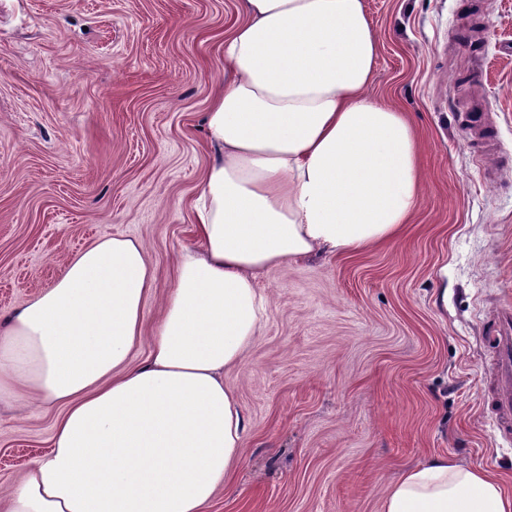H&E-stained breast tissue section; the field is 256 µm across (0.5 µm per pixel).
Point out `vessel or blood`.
<instances>
[{
	"label": "vessel or blood",
	"instance_id": "1",
	"mask_svg": "<svg viewBox=\"0 0 512 512\" xmlns=\"http://www.w3.org/2000/svg\"><path fill=\"white\" fill-rule=\"evenodd\" d=\"M488 345L495 383L490 405L497 416L512 421V308L497 311Z\"/></svg>",
	"mask_w": 512,
	"mask_h": 512
}]
</instances>
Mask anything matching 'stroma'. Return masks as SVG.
I'll list each match as a JSON object with an SVG mask.
<instances>
[{"mask_svg": "<svg viewBox=\"0 0 512 512\" xmlns=\"http://www.w3.org/2000/svg\"><path fill=\"white\" fill-rule=\"evenodd\" d=\"M373 99L407 113L424 186L412 223L264 278L260 336L225 384L248 420L209 512H382L443 455L512 493L484 336L512 304V0H365ZM235 0H0V320L95 240H142L152 332L215 151ZM57 409L0 403V499L48 451Z\"/></svg>", "mask_w": 512, "mask_h": 512, "instance_id": "35a3bbf8", "label": "stroma"}]
</instances>
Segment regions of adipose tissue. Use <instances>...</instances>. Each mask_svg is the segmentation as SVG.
<instances>
[{
    "mask_svg": "<svg viewBox=\"0 0 512 512\" xmlns=\"http://www.w3.org/2000/svg\"><path fill=\"white\" fill-rule=\"evenodd\" d=\"M237 11L205 120L218 156L152 336L154 270L129 236L86 247L0 324V399L60 409L7 512H207L242 455L247 421L224 372L265 321L260 281L293 259L391 240L419 205L414 128L369 95L377 39L364 0H237ZM382 512H512V496L437 456L387 487Z\"/></svg>",
    "mask_w": 512,
    "mask_h": 512,
    "instance_id": "ef3b65f1",
    "label": "adipose tissue"
}]
</instances>
